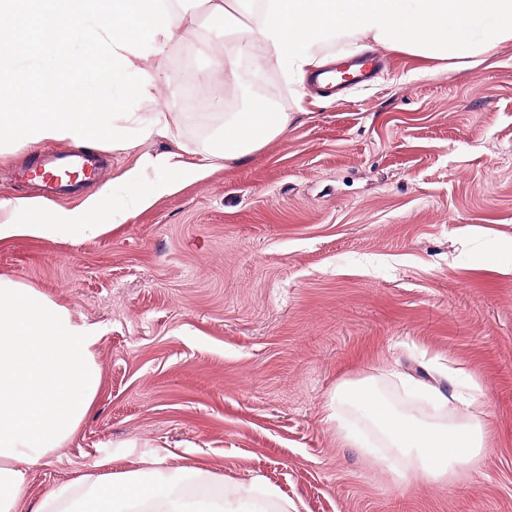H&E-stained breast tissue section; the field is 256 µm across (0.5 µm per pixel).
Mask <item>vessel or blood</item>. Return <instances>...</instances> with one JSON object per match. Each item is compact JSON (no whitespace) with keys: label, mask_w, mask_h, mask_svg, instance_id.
I'll use <instances>...</instances> for the list:
<instances>
[{"label":"vessel or blood","mask_w":512,"mask_h":512,"mask_svg":"<svg viewBox=\"0 0 512 512\" xmlns=\"http://www.w3.org/2000/svg\"><path fill=\"white\" fill-rule=\"evenodd\" d=\"M381 67L377 58L367 57L318 73L312 82L323 92L334 93L352 84L370 82ZM103 159V154L95 152L59 153L48 150L32 164L18 170L17 177L22 181L37 182L43 198L54 200L78 194L81 184L96 175Z\"/></svg>","instance_id":"b4317fda"}]
</instances>
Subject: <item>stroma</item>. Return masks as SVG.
<instances>
[{"mask_svg": "<svg viewBox=\"0 0 512 512\" xmlns=\"http://www.w3.org/2000/svg\"><path fill=\"white\" fill-rule=\"evenodd\" d=\"M230 49L206 24L169 45L181 124L141 151L208 150L258 82L289 112L286 136L98 235L0 243V276L98 330L104 384L16 512L104 456L138 471L147 447L266 483L297 512H512V43L452 71L393 51L341 100L295 99L277 67L243 58L218 109L206 53ZM33 155H0V198L36 197L15 178ZM452 367L485 402L477 470L434 486L338 445L339 383L426 413L399 375L444 388Z\"/></svg>", "mask_w": 512, "mask_h": 512, "instance_id": "stroma-1", "label": "stroma"}]
</instances>
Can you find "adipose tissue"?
I'll return each mask as SVG.
<instances>
[{
    "instance_id": "obj_1",
    "label": "adipose tissue",
    "mask_w": 512,
    "mask_h": 512,
    "mask_svg": "<svg viewBox=\"0 0 512 512\" xmlns=\"http://www.w3.org/2000/svg\"><path fill=\"white\" fill-rule=\"evenodd\" d=\"M211 22L233 44L230 54L210 57V74L221 86L233 84L237 60L255 66L275 62L294 88L306 94L304 80L325 62L323 44L337 41L355 52L369 39L388 48L435 61L487 56L512 42V0H205ZM156 53L133 58L134 67L152 77L144 113L132 128L151 126L153 135L173 134L181 121L179 91L167 83L163 51L169 41L155 37ZM290 116L262 101L224 115V129L203 158L188 161L175 150L143 154L124 174L132 194L121 207L110 204L101 188L70 211L45 210L35 224L34 202L0 198V241L25 234L36 238H75L99 234L104 224L126 223L132 211L207 177L216 160H241L269 140L285 136ZM97 331L42 290L0 277V512H15L25 492L28 470L68 442L103 390L96 357ZM452 394L432 388L447 421L419 427L410 414L394 413L373 385L345 381L328 406H355L379 429L416 477L445 485L477 466L490 446V431L480 417L482 401L464 393L473 378L449 372ZM397 457V458H398ZM159 451L145 455L139 472L116 473L111 457L96 462V472L79 483L49 493L37 512H291L293 505L258 481H228L215 494L191 495L182 480H201L205 471L163 470Z\"/></svg>"
}]
</instances>
